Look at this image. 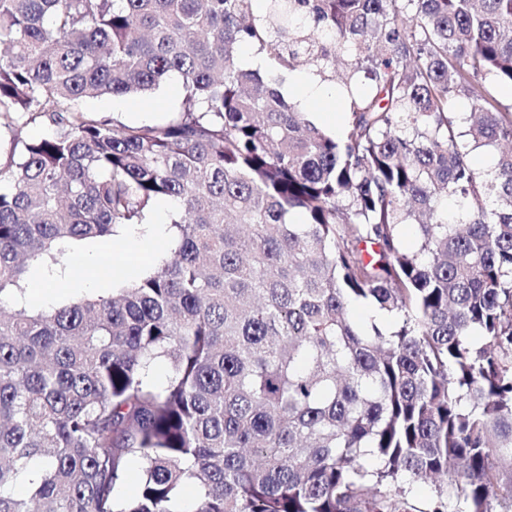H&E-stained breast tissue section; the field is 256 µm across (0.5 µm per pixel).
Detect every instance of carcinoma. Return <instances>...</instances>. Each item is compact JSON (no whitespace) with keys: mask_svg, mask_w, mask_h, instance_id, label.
<instances>
[{"mask_svg":"<svg viewBox=\"0 0 512 512\" xmlns=\"http://www.w3.org/2000/svg\"><path fill=\"white\" fill-rule=\"evenodd\" d=\"M253 2L0 0V128L55 126L0 167V512H512V0ZM340 60L339 137L278 77ZM164 199L142 276L28 303ZM179 103L178 82L172 78L146 93L132 97L89 98L80 101L78 107L92 117L106 118L111 123L113 121L114 125L119 128L122 125L132 126L164 121L172 116V112Z\"/></svg>","mask_w":512,"mask_h":512,"instance_id":"1","label":"carcinoma"}]
</instances>
